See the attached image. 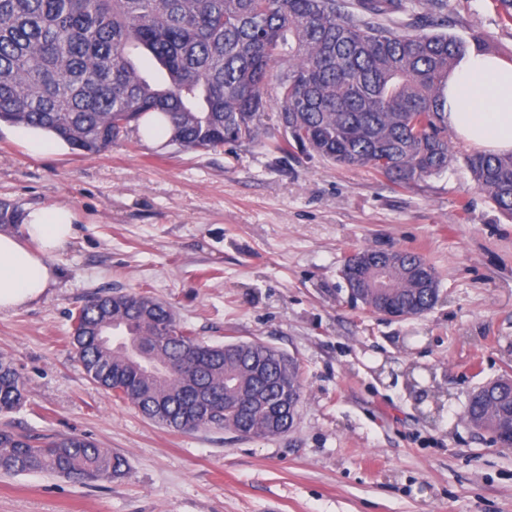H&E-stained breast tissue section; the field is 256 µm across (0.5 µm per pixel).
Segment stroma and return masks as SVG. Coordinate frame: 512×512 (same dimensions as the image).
I'll return each instance as SVG.
<instances>
[{
	"instance_id": "35a3bbf8",
	"label": "stroma",
	"mask_w": 512,
	"mask_h": 512,
	"mask_svg": "<svg viewBox=\"0 0 512 512\" xmlns=\"http://www.w3.org/2000/svg\"><path fill=\"white\" fill-rule=\"evenodd\" d=\"M448 33L484 36L512 63L495 0H447ZM277 106L259 142L183 150L130 134L94 156L33 154L0 124V200L62 205L74 238L39 302L0 313V354L28 384L1 418L35 438L82 435L125 476L79 483L0 475V512H512V447L473 427L479 387L512 376V216L481 192L449 135L447 170L407 186L300 147L282 153ZM363 248L421 255L436 305L384 319L341 275ZM150 291L211 344L262 341L298 359L291 430L177 432L84 375L71 315L95 294Z\"/></svg>"
}]
</instances>
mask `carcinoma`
Returning <instances> with one entry per match:
<instances>
[{"label": "carcinoma", "mask_w": 512, "mask_h": 512, "mask_svg": "<svg viewBox=\"0 0 512 512\" xmlns=\"http://www.w3.org/2000/svg\"><path fill=\"white\" fill-rule=\"evenodd\" d=\"M425 8L419 12V8ZM446 0H0V123L53 134L80 155H98L145 126L185 150L255 141L276 78L283 143L347 167H370L401 185L448 168L443 87L481 36L437 33ZM412 17L398 31L381 19ZM165 73L148 78L131 52ZM477 187L512 214V153H476ZM24 212L0 201V227ZM394 271L367 266L362 304L383 298L409 311L438 294L405 252ZM386 287L375 288L378 280ZM71 343L87 379L167 429L266 427L281 399L300 401L299 365L260 342L210 345L147 291L99 294L72 315ZM266 364V377L255 367ZM27 385L0 355V414L20 407ZM512 403V380L471 401L468 421L495 431L492 414ZM124 460L82 437L40 441L0 428V472H49L75 481L110 479Z\"/></svg>", "instance_id": "1"}]
</instances>
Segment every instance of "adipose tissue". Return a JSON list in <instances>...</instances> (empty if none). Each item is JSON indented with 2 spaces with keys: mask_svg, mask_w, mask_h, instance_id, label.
Listing matches in <instances>:
<instances>
[{
  "mask_svg": "<svg viewBox=\"0 0 512 512\" xmlns=\"http://www.w3.org/2000/svg\"><path fill=\"white\" fill-rule=\"evenodd\" d=\"M448 126L487 154L512 153V63L471 52L448 75ZM66 207L26 212L22 234L0 231V312L42 300L56 283L52 259L74 236Z\"/></svg>",
  "mask_w": 512,
  "mask_h": 512,
  "instance_id": "adipose-tissue-1",
  "label": "adipose tissue"
}]
</instances>
